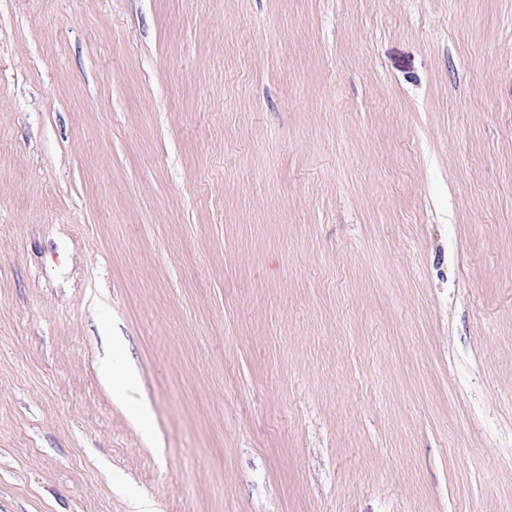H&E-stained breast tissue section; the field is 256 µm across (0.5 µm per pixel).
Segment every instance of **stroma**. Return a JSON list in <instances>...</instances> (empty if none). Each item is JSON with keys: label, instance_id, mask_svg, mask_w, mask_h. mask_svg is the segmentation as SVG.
Masks as SVG:
<instances>
[{"label": "stroma", "instance_id": "obj_1", "mask_svg": "<svg viewBox=\"0 0 512 512\" xmlns=\"http://www.w3.org/2000/svg\"><path fill=\"white\" fill-rule=\"evenodd\" d=\"M0 512H512V0H0ZM125 342L121 336H113L109 359L103 368L104 379L112 385L113 395L121 399L132 382V372L123 363Z\"/></svg>", "mask_w": 512, "mask_h": 512}]
</instances>
